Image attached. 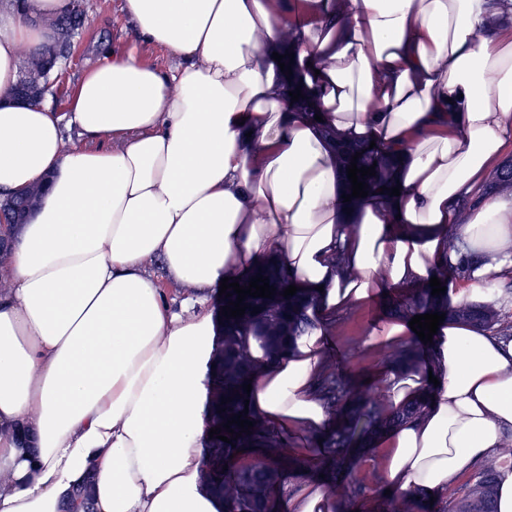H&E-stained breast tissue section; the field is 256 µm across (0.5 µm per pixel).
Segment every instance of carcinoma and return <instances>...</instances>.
<instances>
[{"label": "carcinoma", "mask_w": 512, "mask_h": 512, "mask_svg": "<svg viewBox=\"0 0 512 512\" xmlns=\"http://www.w3.org/2000/svg\"><path fill=\"white\" fill-rule=\"evenodd\" d=\"M84 13L68 12L49 22L53 41L44 50H27L23 58V76L41 92H46L52 75L58 71L60 64L69 59L74 41L83 27ZM341 165L347 168L352 156L361 153L357 167L375 166L376 174L366 176L363 181L368 184L366 191L373 193L380 187H393V177L397 160L387 156L380 149H369L359 144L340 146ZM41 189L27 188L13 195L3 197L0 202L9 204L19 199L31 208L40 198ZM0 227L4 229L3 239L8 246L0 250V287L9 277V262L13 250L12 229L8 214H3ZM471 272L469 264L462 261L453 265L443 262L436 268L435 276L446 285L447 276L462 278ZM263 275L269 285L276 288L273 298L246 297L248 306L241 317L223 319L221 343L224 344V364L234 365L239 373L236 376L223 374L222 365L216 364L214 385L216 400L211 406L209 425L221 428V435L228 432L222 429L230 416L245 410V391L243 385L248 383L260 367L259 360L250 353V342H255L263 350L266 359L274 360L289 352L297 336L309 325L308 308L314 297L298 290L295 295L285 298L283 291L294 280L284 275L275 264L264 260L247 276L238 280L239 285L247 286L251 277ZM432 287L426 284L410 289L408 294H399L394 299V309L403 318L410 319L426 313H443L445 320H463L474 326L484 327L497 332L500 336H512V325H503L500 310L493 302L484 304H461L448 307V294L433 295ZM260 312L253 313V308ZM277 321L283 328V334L277 337L266 335V326ZM390 367L400 371H412L419 366V350L410 345H400L391 350L387 356ZM317 391L323 394L327 405L336 413V426L330 438V447L325 450L329 464L341 472L350 470L354 465L353 451L367 447L368 441L384 429L403 422L416 420L421 415L423 402H417L394 414L383 408L378 397V388L353 386L343 383L328 364L318 382ZM232 401L221 404V398ZM226 411H221V408ZM253 422L251 434L246 435L237 425L230 436L228 444L217 438L212 440V447L220 450L224 464V480L219 489L224 495L227 512H272V490L278 481L276 465L281 459L283 445L277 435L267 430L253 412L242 415ZM244 448H257L261 461L250 467H237L234 464L238 453ZM512 460V433L503 437L501 446L494 449L491 458L467 480L457 492V496L445 503L442 512H493L496 497V475L505 460Z\"/></svg>", "instance_id": "carcinoma-1"}]
</instances>
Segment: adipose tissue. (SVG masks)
I'll list each match as a JSON object with an SVG mask.
<instances>
[{"instance_id":"obj_1","label":"adipose tissue","mask_w":512,"mask_h":512,"mask_svg":"<svg viewBox=\"0 0 512 512\" xmlns=\"http://www.w3.org/2000/svg\"><path fill=\"white\" fill-rule=\"evenodd\" d=\"M67 4L0 6V196L46 186L0 290V512H224L203 479L209 292L260 258L316 297L249 396L308 465L336 423L316 384L337 313L425 283L453 244L473 269L452 302L512 308V193L457 209L512 140V0H123L175 66L102 51L69 112L12 102L22 48ZM280 54L321 122L288 107ZM325 125L397 154L399 195L345 204ZM433 348L381 384L391 411L428 395L420 417L364 450L410 499L447 496L512 431V337L451 320Z\"/></svg>"}]
</instances>
